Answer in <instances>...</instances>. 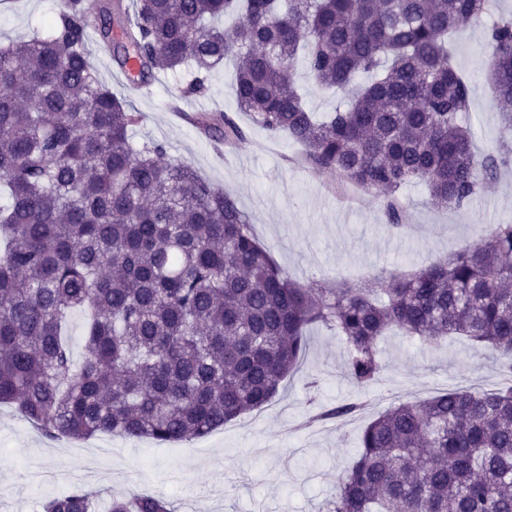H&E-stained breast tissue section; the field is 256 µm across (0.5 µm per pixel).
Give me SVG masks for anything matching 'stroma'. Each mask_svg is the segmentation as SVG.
Wrapping results in <instances>:
<instances>
[{
  "mask_svg": "<svg viewBox=\"0 0 512 512\" xmlns=\"http://www.w3.org/2000/svg\"><path fill=\"white\" fill-rule=\"evenodd\" d=\"M62 6L63 0H0V44L44 30ZM485 44V26L469 23L456 36L454 52L472 89L467 121L480 153L496 149L502 130L492 106ZM90 60L100 79L139 112L135 139L166 144L171 157L234 197L280 267L304 285L332 288L383 270L407 274L445 261L490 225L512 223L510 164L479 199L459 210L434 207L423 187H406L400 204L408 224L398 231L377 200L347 211L331 190L334 176L287 162L295 146L238 111L232 64L210 72L205 95L185 100L190 112H226L246 128V140L231 152L169 112L171 95L190 78L186 70L159 77L135 94L115 78L111 60L95 54ZM378 349L384 369L362 391L345 374L343 338L312 328L301 366L268 404L208 436L168 445L108 434L54 442L1 406L0 512H42L45 500L75 487L107 496L160 495L174 501L178 512H211L216 496L223 512H322L357 455L362 429L379 413L457 388L490 389L500 380L493 351L463 338L430 344L394 330ZM358 395L366 402L360 415L317 420L322 408Z\"/></svg>",
  "mask_w": 512,
  "mask_h": 512,
  "instance_id": "obj_1",
  "label": "stroma"
}]
</instances>
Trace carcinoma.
<instances>
[{
	"mask_svg": "<svg viewBox=\"0 0 512 512\" xmlns=\"http://www.w3.org/2000/svg\"><path fill=\"white\" fill-rule=\"evenodd\" d=\"M494 0H101V43L138 82L181 67V96L231 59L238 107L313 164L380 200L398 229L400 194L422 185L461 208L512 161V17L491 20L487 71L506 140L478 155L462 124L469 84L450 38ZM85 0H64L43 34L0 45V405L50 439L99 434L162 445L204 437L263 407L303 360L307 330L346 343L362 387L382 371L392 327L429 341L465 336L497 353L508 383L402 403L367 424L326 512H512V224L405 277L299 284L257 240L235 199L137 142L140 121L90 63ZM226 17L225 28L215 21ZM304 59L324 118L297 86ZM367 77L361 85L357 76ZM192 122L233 147L227 114ZM86 313L84 356L65 329ZM352 401L319 418L352 415ZM43 512H176L161 496L99 509L75 488ZM296 80L304 94L306 106L311 112L321 114L324 112H332L336 108L339 97L335 94L322 91L314 84L306 71L305 63L302 58L299 59L296 66Z\"/></svg>",
	"mask_w": 512,
	"mask_h": 512,
	"instance_id": "cac0c4a2",
	"label": "carcinoma"
}]
</instances>
